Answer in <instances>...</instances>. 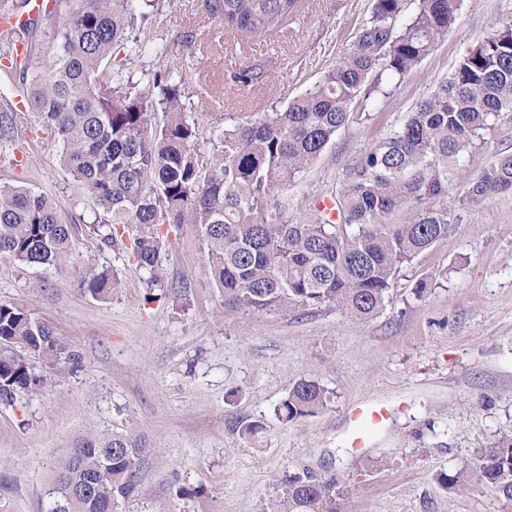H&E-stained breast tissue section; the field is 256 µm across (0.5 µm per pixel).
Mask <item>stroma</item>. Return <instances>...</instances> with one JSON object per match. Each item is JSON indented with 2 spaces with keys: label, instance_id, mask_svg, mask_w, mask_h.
I'll return each mask as SVG.
<instances>
[{
  "label": "stroma",
  "instance_id": "obj_1",
  "mask_svg": "<svg viewBox=\"0 0 512 512\" xmlns=\"http://www.w3.org/2000/svg\"><path fill=\"white\" fill-rule=\"evenodd\" d=\"M210 0H156L140 40L144 54L115 52L127 75L167 65L202 124L268 112L311 88L353 52L371 0H301L293 23L247 44L225 34ZM30 51L6 89L14 99L56 48L57 12L19 7ZM512 20V0H463L457 24L367 119L333 141L284 198L295 219L340 186L357 158L389 136L460 58ZM249 66L254 85L237 86ZM0 133V181L51 197L74 226L63 267L0 257V302L24 308L72 355L51 387L0 405V512H47L45 492L83 440L130 433L142 443L137 492L115 512H272L288 472L339 474V512H512V503L463 470L475 449L512 429V193L461 205L451 182L447 240L400 271L391 299L361 322L333 307L288 314L225 308L204 265L197 226L169 225L164 286L155 300L128 252L87 231L91 202L60 163L33 113ZM114 272L101 301L80 284ZM426 282L423 294L414 291ZM315 379L331 400L290 422L275 414L293 384ZM379 403L390 417L365 448H350L348 412ZM256 422V433L246 424ZM459 475L443 489L438 479Z\"/></svg>",
  "mask_w": 512,
  "mask_h": 512
}]
</instances>
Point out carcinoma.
Instances as JSON below:
<instances>
[{
  "instance_id": "obj_1",
  "label": "carcinoma",
  "mask_w": 512,
  "mask_h": 512,
  "mask_svg": "<svg viewBox=\"0 0 512 512\" xmlns=\"http://www.w3.org/2000/svg\"><path fill=\"white\" fill-rule=\"evenodd\" d=\"M140 0H72L60 12L57 49L22 92L48 138L61 145L60 160L93 200L91 233L106 246L124 245L118 227L131 228L129 254L148 288L164 282L165 224H195L206 244V272L224 307L251 313L293 312L334 306L367 322L389 301L395 275L448 239L454 217L435 203L448 196V176L465 174L462 203L512 192V154L472 173L477 144L495 135L512 112V21L467 51L450 76L416 103L405 122L365 151L330 194L337 219L317 210L293 221L280 191L308 169L336 132L359 120L385 88L431 53L457 22L460 0H373L355 51L281 109L213 125V150L200 151L199 121L182 100L168 67L142 77L112 68L121 47L142 52L134 30L145 14ZM299 0H212L224 32L242 40L275 32ZM9 32L0 38L3 81L10 58ZM413 212L406 223L391 217ZM72 225L45 194L0 184V256L28 267H62L70 258ZM117 287L106 270L91 274L81 290L107 300ZM20 347L43 371L15 353ZM66 346L23 308L0 303V403L17 392L52 382ZM330 401L314 379L298 380L275 409L285 421L312 415ZM112 452L102 462L101 454ZM141 448L130 434L84 440L60 475L68 484H92L87 496L55 492L48 512H114L137 491ZM512 501V431L477 449L465 463ZM342 478L308 471L276 484L274 512H336Z\"/></svg>"
}]
</instances>
